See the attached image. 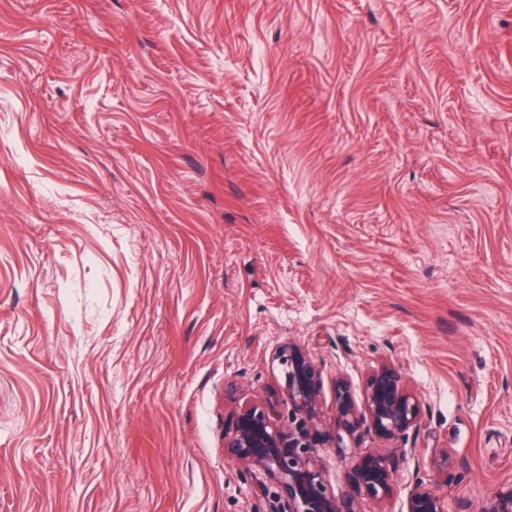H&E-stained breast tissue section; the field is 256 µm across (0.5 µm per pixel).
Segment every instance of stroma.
<instances>
[{
    "label": "stroma",
    "instance_id": "stroma-1",
    "mask_svg": "<svg viewBox=\"0 0 512 512\" xmlns=\"http://www.w3.org/2000/svg\"><path fill=\"white\" fill-rule=\"evenodd\" d=\"M299 344L512 482V0H0V512H268L224 455Z\"/></svg>",
    "mask_w": 512,
    "mask_h": 512
}]
</instances>
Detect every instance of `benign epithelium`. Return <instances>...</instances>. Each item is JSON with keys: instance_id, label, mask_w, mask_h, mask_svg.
<instances>
[{"instance_id": "obj_1", "label": "benign epithelium", "mask_w": 512, "mask_h": 512, "mask_svg": "<svg viewBox=\"0 0 512 512\" xmlns=\"http://www.w3.org/2000/svg\"><path fill=\"white\" fill-rule=\"evenodd\" d=\"M276 360L284 370L281 391L288 413L282 414L276 399L241 407L239 388L226 383L224 399L235 405L236 421L224 433V455L264 476L255 488L258 497H269L267 482L275 484L286 512H367L388 495L393 470L381 451H360V432L365 427L382 439L400 442L402 455H416V444L409 440L420 428L419 399L405 389L395 365L385 362L368 377L360 404L348 382L336 380L329 428L318 411L321 374L306 352L288 342L279 347ZM330 442L350 465L349 489L341 493L329 487L315 451ZM406 512H448L447 502L418 476ZM477 512H512V483L493 492Z\"/></svg>"}]
</instances>
